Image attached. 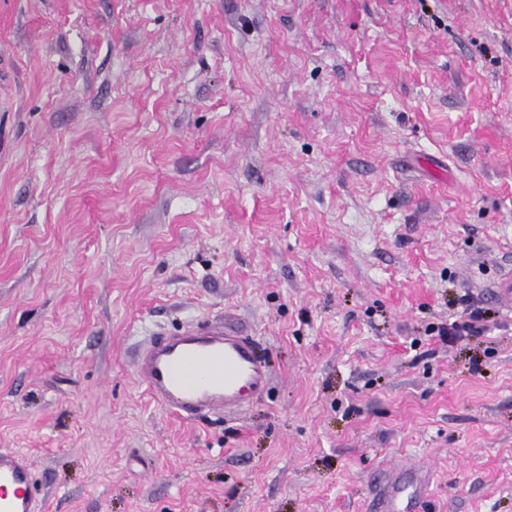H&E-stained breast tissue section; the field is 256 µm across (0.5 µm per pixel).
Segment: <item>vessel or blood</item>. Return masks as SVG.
<instances>
[{
	"label": "vessel or blood",
	"instance_id": "obj_1",
	"mask_svg": "<svg viewBox=\"0 0 512 512\" xmlns=\"http://www.w3.org/2000/svg\"><path fill=\"white\" fill-rule=\"evenodd\" d=\"M134 373L159 407L185 420L239 411L262 395L270 380L255 338L220 319L175 333L154 331L137 355ZM425 481L411 470L388 473L376 512H414ZM45 498L29 456L0 448V512H43Z\"/></svg>",
	"mask_w": 512,
	"mask_h": 512
}]
</instances>
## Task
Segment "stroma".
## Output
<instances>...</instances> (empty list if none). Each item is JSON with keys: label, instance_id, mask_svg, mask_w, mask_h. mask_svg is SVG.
<instances>
[{"label": "stroma", "instance_id": "35a3bbf8", "mask_svg": "<svg viewBox=\"0 0 512 512\" xmlns=\"http://www.w3.org/2000/svg\"><path fill=\"white\" fill-rule=\"evenodd\" d=\"M512 0H0V448L48 512H512ZM495 313L444 345L461 296ZM272 380L185 421L150 330ZM134 373L159 407L185 420L239 411L270 380L254 336L230 328L224 318L176 333L154 331L137 355ZM425 481L426 477L415 471L389 472L376 503V512H414L413 503L423 495ZM409 487L413 493L405 498L404 493Z\"/></svg>", "mask_w": 512, "mask_h": 512}]
</instances>
